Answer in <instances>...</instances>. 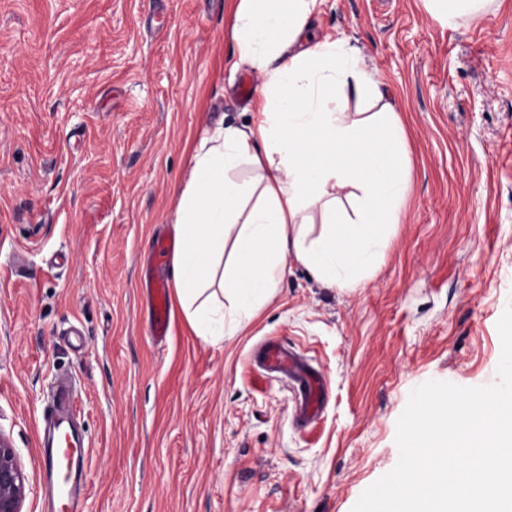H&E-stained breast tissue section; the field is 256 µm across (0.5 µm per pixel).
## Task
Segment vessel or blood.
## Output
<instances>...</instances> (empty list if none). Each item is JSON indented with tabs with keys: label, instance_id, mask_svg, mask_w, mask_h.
<instances>
[{
	"label": "vessel or blood",
	"instance_id": "b4317fda",
	"mask_svg": "<svg viewBox=\"0 0 512 512\" xmlns=\"http://www.w3.org/2000/svg\"><path fill=\"white\" fill-rule=\"evenodd\" d=\"M144 286L150 311L147 334L160 340L168 334L170 309L167 284L155 272H146ZM253 360L264 373L288 378L295 387V418L300 422L314 419L320 412L325 379L299 356L276 342H266L255 349ZM51 440L45 450L47 462L46 512H84L82 489L86 479L83 438L65 403H58L50 422Z\"/></svg>",
	"mask_w": 512,
	"mask_h": 512
}]
</instances>
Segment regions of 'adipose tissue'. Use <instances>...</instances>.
<instances>
[{
	"label": "adipose tissue",
	"instance_id": "adipose-tissue-1",
	"mask_svg": "<svg viewBox=\"0 0 512 512\" xmlns=\"http://www.w3.org/2000/svg\"><path fill=\"white\" fill-rule=\"evenodd\" d=\"M325 0H236L237 62L263 73L255 118L205 129L174 213L175 294L194 331H242L295 258L352 288L382 261L408 194L406 128L358 49L305 32ZM374 112L347 111V95Z\"/></svg>",
	"mask_w": 512,
	"mask_h": 512
}]
</instances>
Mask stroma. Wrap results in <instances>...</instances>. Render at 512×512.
<instances>
[{
	"label": "stroma",
	"mask_w": 512,
	"mask_h": 512,
	"mask_svg": "<svg viewBox=\"0 0 512 512\" xmlns=\"http://www.w3.org/2000/svg\"><path fill=\"white\" fill-rule=\"evenodd\" d=\"M232 0H0V435L42 512L38 427L69 379L86 512H351L398 462L430 380L499 381L512 304V0L448 28L427 0H327L314 36L357 47L408 134L383 260L326 287L286 255L273 301L213 341L179 308L146 335L140 259L173 238L191 146L249 123ZM275 338L328 382L308 426L251 351Z\"/></svg>",
	"instance_id": "stroma-1"
}]
</instances>
